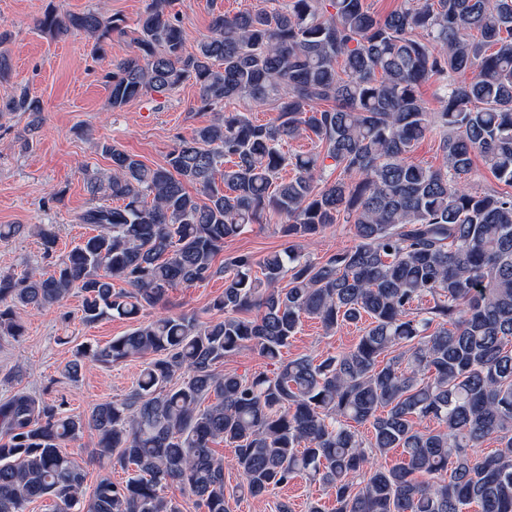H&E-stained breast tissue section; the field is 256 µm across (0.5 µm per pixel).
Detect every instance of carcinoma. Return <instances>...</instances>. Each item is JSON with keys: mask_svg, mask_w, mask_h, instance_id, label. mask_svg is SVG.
Instances as JSON below:
<instances>
[{"mask_svg": "<svg viewBox=\"0 0 512 512\" xmlns=\"http://www.w3.org/2000/svg\"><path fill=\"white\" fill-rule=\"evenodd\" d=\"M172 2L149 0L138 15L131 54L106 75L109 103L191 81L214 120L178 138L156 168L100 145L111 168L88 178L91 206L77 215L95 234L51 272L0 275V336H23L19 311L74 290L87 325L134 319L219 273L224 242L270 211L288 216L291 239H312L343 213L354 244L323 262L293 244L258 262L238 255L211 302L219 318L161 315L77 348L72 380L87 360L152 356L121 400L87 415L25 392L1 402L0 512L42 497L56 512H182L162 495L173 484L202 512H228L217 442L234 449L252 497L305 474L331 491L335 512H512V191L469 183L478 156L512 188V0H403L383 17L364 0H268L212 14L192 52ZM37 27L85 32L102 50L126 25L47 11ZM429 79L438 112L419 92ZM233 101L270 103L276 117L257 124L226 110ZM3 107L42 112L25 88ZM431 133L443 156L435 169L411 160ZM303 134L315 149L285 153ZM35 228L44 256L56 253L53 228ZM304 318L328 331L367 325L339 354L285 360ZM244 348L275 371H216ZM427 419L439 428L422 427ZM86 428L99 456L128 473L121 484L101 479L87 500L84 468L61 452ZM489 439L500 448L484 455ZM391 451L398 462L372 463Z\"/></svg>", "mask_w": 512, "mask_h": 512, "instance_id": "carcinoma-1", "label": "carcinoma"}]
</instances>
